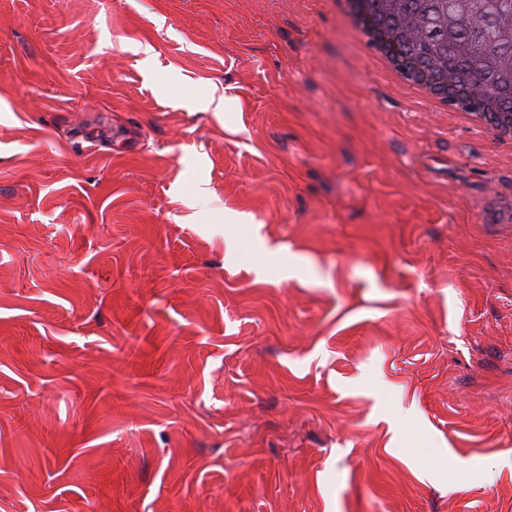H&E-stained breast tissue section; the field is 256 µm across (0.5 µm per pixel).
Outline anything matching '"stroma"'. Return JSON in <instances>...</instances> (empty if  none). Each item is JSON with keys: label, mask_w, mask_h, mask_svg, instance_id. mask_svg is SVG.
Here are the masks:
<instances>
[{"label": "stroma", "mask_w": 512, "mask_h": 512, "mask_svg": "<svg viewBox=\"0 0 512 512\" xmlns=\"http://www.w3.org/2000/svg\"><path fill=\"white\" fill-rule=\"evenodd\" d=\"M0 512H512V140L336 0H0Z\"/></svg>", "instance_id": "1"}]
</instances>
